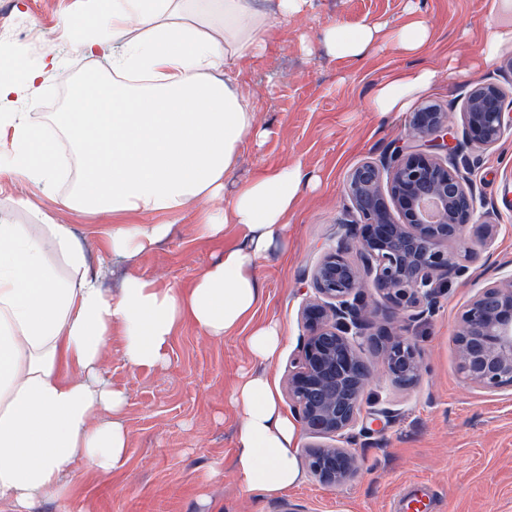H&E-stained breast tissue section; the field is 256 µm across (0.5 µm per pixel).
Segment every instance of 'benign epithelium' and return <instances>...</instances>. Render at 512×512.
Listing matches in <instances>:
<instances>
[{
    "label": "benign epithelium",
    "mask_w": 512,
    "mask_h": 512,
    "mask_svg": "<svg viewBox=\"0 0 512 512\" xmlns=\"http://www.w3.org/2000/svg\"><path fill=\"white\" fill-rule=\"evenodd\" d=\"M512 132V105L493 84L468 94L462 131L448 113L428 104L412 112L408 144L356 167L347 180V219L336 244L312 268V294L300 306L307 334L287 374L299 422L327 439L308 458L320 482L341 487L360 470L351 449L365 415L385 419L389 407L364 410L372 366L381 359L401 389L421 377V356L406 322L420 319L441 289L462 277V259L477 254L465 239L486 202L472 178L467 148L487 149ZM398 217H393L392 211ZM455 243L458 253L448 251ZM375 290L381 301L368 298ZM457 368L464 382L486 392L512 390V270L481 289L464 307L456 333Z\"/></svg>",
    "instance_id": "1"
}]
</instances>
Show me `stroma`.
I'll use <instances>...</instances> for the list:
<instances>
[{
  "label": "stroma",
  "instance_id": "35a3bbf8",
  "mask_svg": "<svg viewBox=\"0 0 512 512\" xmlns=\"http://www.w3.org/2000/svg\"><path fill=\"white\" fill-rule=\"evenodd\" d=\"M93 6V0H0V46L14 43L5 30L20 25L27 32L19 43L23 58L32 64L46 54L58 59L37 105L14 99L0 109L49 114L61 107L63 91L79 72L111 71V51L80 58L61 28L63 17H80ZM417 17L427 21L431 34L413 53L385 41L368 57L339 60L319 46L321 31L334 24L399 26ZM494 19L491 0H308L273 34L262 56L242 62L241 81L268 135L259 144L246 142L224 180L225 198L279 163L301 162L319 178L317 189L303 193L289 213L284 242L259 262L265 292L255 318L278 321L284 331L280 355L267 367L277 383H284L307 334L300 303L312 289L311 269L336 241L348 205V176L406 134V112L382 116L370 109L376 83L397 70H440V79L419 99L448 112L456 129L476 82L497 84L512 103V46L490 63L480 61L481 31ZM459 61L473 63V70L452 72ZM475 175L494 209L490 221L498 226L497 238L490 252L471 263L468 278L447 285L435 310L411 323L423 362L419 382L400 389L376 368L364 400L398 415L382 432L359 438L355 478L333 488L305 470L298 484L275 496L247 488L233 465L239 420L229 400L240 375L255 367L245 345L247 328L214 339L182 326L167 364L141 370L125 365L116 333L108 343L109 372L128 396L127 462L109 476L78 475L75 495L82 512H389L405 483L417 479L435 485L438 512H512V390L490 394L468 387L458 373L455 345L464 305L497 277L498 266L512 265V135L481 151ZM71 187L64 177L46 195L1 181L0 211L18 224H38L49 214L94 238L101 227L94 215L60 207ZM21 198L30 207L18 206ZM238 240L232 226L214 242L197 237L191 225L177 224L159 247L130 260L113 259L112 276L138 272L163 287H184Z\"/></svg>",
  "mask_w": 512,
  "mask_h": 512
}]
</instances>
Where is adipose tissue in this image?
Wrapping results in <instances>:
<instances>
[{"mask_svg":"<svg viewBox=\"0 0 512 512\" xmlns=\"http://www.w3.org/2000/svg\"><path fill=\"white\" fill-rule=\"evenodd\" d=\"M306 0H97L80 24L81 53L112 49V74L74 82L64 111L48 121L0 113V181L38 190L58 179L57 138L68 142L80 173L62 205L105 223L98 241L80 240L55 217L40 224L0 220V507L31 512L40 500L70 497L78 470L109 475L126 463L121 415L126 393L109 381L107 345L123 338L134 369L166 365L182 324L222 338L250 326L246 346L258 370L240 376L231 404L240 420L235 466L263 494L301 477L296 427L265 367L282 345L278 322L254 314L264 288L258 263L284 238L302 192L318 185L302 163L264 168L224 199V179L247 140L267 135L250 95L238 83L243 60L260 56L269 36ZM494 23L482 32L484 61L512 43V0H494ZM414 52L430 38L423 19L395 28L333 25L321 45L338 59L372 53L380 36ZM21 79L0 81V102L35 104L45 93L43 67L14 58ZM439 77L422 68L398 72L374 89L371 105L403 110ZM164 213L165 224L140 216ZM190 219L203 238L227 225L241 234L184 288L127 274L106 285L112 258H134L164 241L173 222Z\"/></svg>","mask_w":512,"mask_h":512,"instance_id":"obj_1","label":"adipose tissue"}]
</instances>
